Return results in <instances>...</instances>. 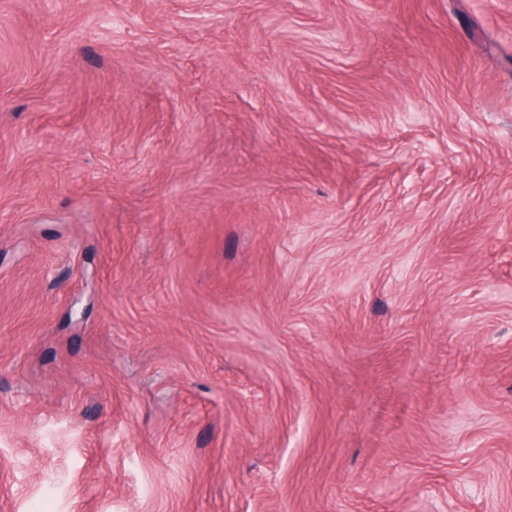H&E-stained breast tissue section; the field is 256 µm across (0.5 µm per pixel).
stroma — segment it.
I'll list each match as a JSON object with an SVG mask.
<instances>
[{
    "instance_id": "stroma-1",
    "label": "stroma",
    "mask_w": 512,
    "mask_h": 512,
    "mask_svg": "<svg viewBox=\"0 0 512 512\" xmlns=\"http://www.w3.org/2000/svg\"><path fill=\"white\" fill-rule=\"evenodd\" d=\"M0 512H512V0H0Z\"/></svg>"
}]
</instances>
